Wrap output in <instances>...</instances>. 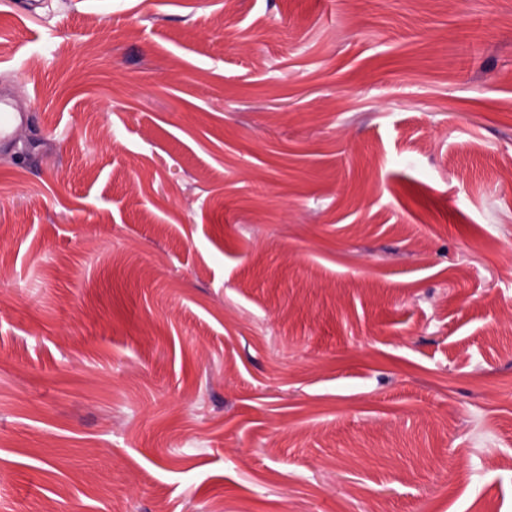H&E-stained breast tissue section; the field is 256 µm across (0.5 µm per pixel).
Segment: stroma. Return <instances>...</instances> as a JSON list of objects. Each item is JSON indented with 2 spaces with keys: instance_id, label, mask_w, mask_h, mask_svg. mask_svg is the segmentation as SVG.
Here are the masks:
<instances>
[{
  "instance_id": "35a3bbf8",
  "label": "stroma",
  "mask_w": 512,
  "mask_h": 512,
  "mask_svg": "<svg viewBox=\"0 0 512 512\" xmlns=\"http://www.w3.org/2000/svg\"><path fill=\"white\" fill-rule=\"evenodd\" d=\"M0 512H512V0H0Z\"/></svg>"
}]
</instances>
